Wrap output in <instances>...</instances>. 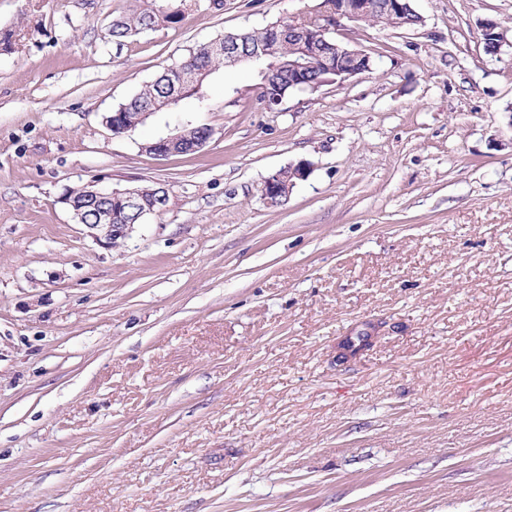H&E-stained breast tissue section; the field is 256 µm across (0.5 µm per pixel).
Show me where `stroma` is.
I'll use <instances>...</instances> for the list:
<instances>
[{
    "mask_svg": "<svg viewBox=\"0 0 512 512\" xmlns=\"http://www.w3.org/2000/svg\"><path fill=\"white\" fill-rule=\"evenodd\" d=\"M320 2L198 0L116 44L133 0H0V512H512V0L346 24L371 70L271 111L238 66L205 111L104 122ZM181 125L213 135L143 150ZM94 180L169 200L107 248L60 201ZM180 129H176L172 134L167 135L166 137L160 138L159 140L147 142V144H151L147 148V153L153 155L155 157L166 158L174 155H183L188 153H193L202 150L212 136V131L205 134L207 130H210L205 125L198 126H187L182 127ZM184 133L186 138L190 141L196 138H200L196 141L188 142L184 138ZM155 142V143H154ZM310 174V164L299 162L280 169L264 181L262 192L270 201L287 198L297 181L305 180Z\"/></svg>",
    "mask_w": 512,
    "mask_h": 512,
    "instance_id": "1",
    "label": "stroma"
}]
</instances>
